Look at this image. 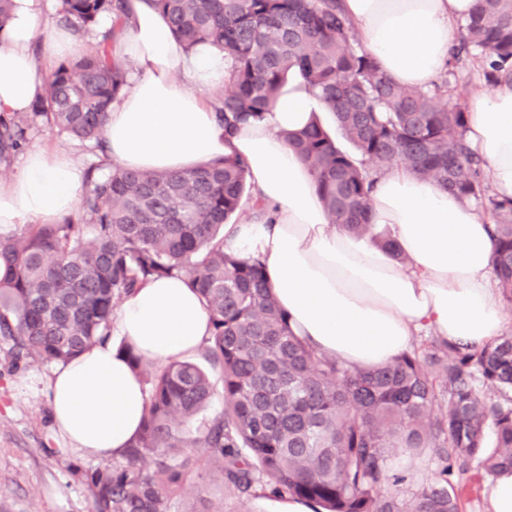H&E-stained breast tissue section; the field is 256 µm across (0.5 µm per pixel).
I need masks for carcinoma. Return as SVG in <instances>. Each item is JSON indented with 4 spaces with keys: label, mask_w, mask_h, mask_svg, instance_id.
<instances>
[{
    "label": "carcinoma",
    "mask_w": 512,
    "mask_h": 512,
    "mask_svg": "<svg viewBox=\"0 0 512 512\" xmlns=\"http://www.w3.org/2000/svg\"><path fill=\"white\" fill-rule=\"evenodd\" d=\"M126 0H61L55 21L87 29ZM185 47L210 43L231 62L216 111L224 135L260 120L288 79L314 93L349 153L315 118L285 139L315 176L332 223L371 232L375 178L403 165L494 219L493 273L512 306V200L488 193L465 144L466 110L448 93L462 57L512 80V0H478L459 25L445 79L400 86L377 65L338 0H153ZM129 68L97 49L65 59L32 111L0 116V170L43 125L105 152V111ZM77 213L0 238V341L12 365H65L109 339L119 300L148 281L181 278L208 311L205 359L224 376V412L208 417L209 372L172 360L150 379L148 405L121 460L72 467L92 512H171L187 479L217 465L240 497H297L315 512H461L457 485L477 463L512 468V333L481 346L432 341L375 369L348 365L292 332L259 256L224 249V225L252 197L248 166L138 171L93 164ZM428 449L435 482L385 492L390 461Z\"/></svg>",
    "instance_id": "obj_1"
}]
</instances>
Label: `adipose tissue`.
<instances>
[{
  "instance_id": "obj_1",
  "label": "adipose tissue",
  "mask_w": 512,
  "mask_h": 512,
  "mask_svg": "<svg viewBox=\"0 0 512 512\" xmlns=\"http://www.w3.org/2000/svg\"><path fill=\"white\" fill-rule=\"evenodd\" d=\"M365 47L394 82L426 87L446 71L459 23L478 0H341ZM58 0H12L0 28V113L28 112L47 67L104 44L111 61L132 64L129 84L105 119L107 159L130 169L179 170L240 157L255 202L273 211L233 225L225 246L262 257L265 278L294 332L345 363L373 368L410 350L415 336L482 345L503 332L496 299L490 222L473 202L396 167L378 175L369 219L400 251L393 259L370 237L332 223L311 169L286 134L304 129L317 99L298 80L286 84L261 121L225 138L214 106L228 81L224 50L186 49L149 0L103 16L84 31L50 23ZM466 141L483 161L499 198H512V81L469 105ZM86 171L66 150L26 153L0 182V228L26 219L50 224L78 204ZM112 335L144 359L169 362L195 353L210 334L199 296L175 277L148 281L123 298ZM52 419L81 458L121 457L139 431L147 393L112 343L55 371Z\"/></svg>"
}]
</instances>
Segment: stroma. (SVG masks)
I'll return each instance as SVG.
<instances>
[{
  "instance_id": "obj_1",
  "label": "stroma",
  "mask_w": 512,
  "mask_h": 512,
  "mask_svg": "<svg viewBox=\"0 0 512 512\" xmlns=\"http://www.w3.org/2000/svg\"><path fill=\"white\" fill-rule=\"evenodd\" d=\"M10 361L8 345L0 343V512H90L83 486L68 471L77 457L53 426L47 385L55 365L15 372ZM438 470L428 453L401 458L393 468L406 495L429 484ZM202 472L208 498L223 512H275V499L230 492L218 467L206 465Z\"/></svg>"
}]
</instances>
